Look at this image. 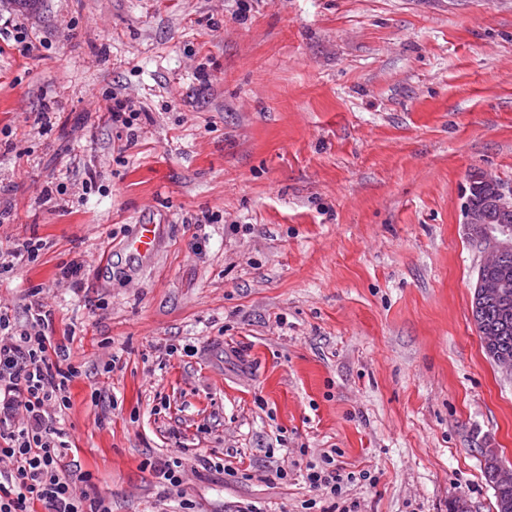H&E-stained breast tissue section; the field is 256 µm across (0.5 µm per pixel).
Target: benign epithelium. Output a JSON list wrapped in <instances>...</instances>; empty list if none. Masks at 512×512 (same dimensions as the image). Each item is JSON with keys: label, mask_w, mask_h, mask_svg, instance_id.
<instances>
[{"label": "benign epithelium", "mask_w": 512, "mask_h": 512, "mask_svg": "<svg viewBox=\"0 0 512 512\" xmlns=\"http://www.w3.org/2000/svg\"><path fill=\"white\" fill-rule=\"evenodd\" d=\"M482 194L488 209L512 211V187L507 189L496 179L482 174L469 181V194L464 203L463 215L470 238L483 246L487 257L479 267L473 296L477 300L485 298H505L512 293V282L490 276L487 269L494 266L504 254L512 251V228L506 225L492 232L489 230L487 209L471 204L472 197Z\"/></svg>", "instance_id": "obj_1"}]
</instances>
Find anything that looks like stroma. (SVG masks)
Instances as JSON below:
<instances>
[{"label": "stroma", "instance_id": "35a3bbf8", "mask_svg": "<svg viewBox=\"0 0 512 512\" xmlns=\"http://www.w3.org/2000/svg\"><path fill=\"white\" fill-rule=\"evenodd\" d=\"M1 17L43 45L0 40V248H43L0 271V306L22 324L38 297L73 335L59 425L80 490L156 512L151 463L176 454L198 512H495L481 451L512 465V376L472 319L484 251L463 202L478 171L512 186V0H0ZM112 93L145 111L133 129L109 124ZM147 216L145 263L122 245ZM330 451L336 499L305 479ZM13 39L17 43L18 51L22 56H33L34 53L39 51L41 46L40 39L24 24L12 25Z\"/></svg>", "mask_w": 512, "mask_h": 512}]
</instances>
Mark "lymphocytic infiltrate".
<instances>
[{"label": "lymphocytic infiltrate", "mask_w": 512, "mask_h": 512, "mask_svg": "<svg viewBox=\"0 0 512 512\" xmlns=\"http://www.w3.org/2000/svg\"><path fill=\"white\" fill-rule=\"evenodd\" d=\"M26 312L17 330L0 311V512H112L67 472L71 445L56 422L70 407L77 369L55 338L51 312L37 301Z\"/></svg>", "instance_id": "f902f5d3"}]
</instances>
